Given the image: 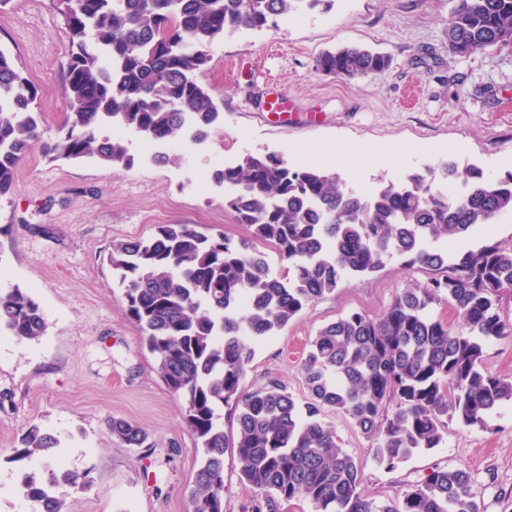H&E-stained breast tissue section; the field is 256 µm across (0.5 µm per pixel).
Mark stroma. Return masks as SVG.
<instances>
[{
  "label": "stroma",
  "mask_w": 512,
  "mask_h": 512,
  "mask_svg": "<svg viewBox=\"0 0 512 512\" xmlns=\"http://www.w3.org/2000/svg\"><path fill=\"white\" fill-rule=\"evenodd\" d=\"M449 9L448 0H332L274 29L214 44L198 79L224 121L203 145L165 146L167 164L154 163L132 134L134 163L126 169L92 159L53 162L38 148L26 156L12 193L0 199V289L29 292L47 332L36 343L0 340V512H30L16 477L39 462L17 459L16 450L35 427L59 435L65 468L89 477V487L68 498L71 512H190L201 453L184 424L182 397L163 383L125 312L108 255L114 243L150 237L160 224L249 241L213 170L274 152L296 168L339 172L362 192L443 159L490 177L512 170V47L450 55ZM342 44L386 54L391 66L353 79L317 70L318 55ZM0 50L35 88L43 140L55 139L67 117L70 50L59 0H10L0 9ZM275 92L301 117L316 115V124L280 123L266 110ZM490 242L512 245V213L447 250L460 255ZM429 276L393 256L373 275L347 277L257 347L243 387L273 379L305 400L300 364L318 330L350 312L379 317L400 291ZM114 418L139 425L148 436L143 447L113 437ZM322 419L355 457L369 500L401 499L434 468L461 467L472 475L481 512H512V404L484 429L449 422L441 447L392 469L375 461L370 442L336 410L325 409ZM256 496L227 449L224 512H245Z\"/></svg>",
  "instance_id": "stroma-1"
}]
</instances>
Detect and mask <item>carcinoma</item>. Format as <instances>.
Listing matches in <instances>:
<instances>
[{"label": "carcinoma", "mask_w": 512, "mask_h": 512, "mask_svg": "<svg viewBox=\"0 0 512 512\" xmlns=\"http://www.w3.org/2000/svg\"><path fill=\"white\" fill-rule=\"evenodd\" d=\"M332 0H61L71 51L65 71L67 119L43 145L53 160L93 158L130 167L120 134L152 146L179 138L201 145L221 112L197 74L209 48L242 31L278 26L286 16ZM448 51L466 58L512 38V0H450ZM391 58L339 45L317 69L354 78L382 73ZM36 93L12 56L0 50V198L20 162L40 140ZM212 180L231 189L226 206L255 243L271 244L288 264L275 273L263 253L190 224H161L147 239L112 245L109 262L122 302L157 360L167 388L185 402V425L202 449L191 512H224V453L235 449L241 478L259 490L245 512H279L307 498L316 512H479L472 479L442 468L405 493L375 505L360 491L361 471L321 413L334 407L371 442L374 459L393 468L438 448L444 423L484 427L512 403V378L482 368L486 346L512 336L502 303L512 297V246L485 244L453 258L435 246L512 213V171L488 177L473 164L442 161L369 192L341 175L299 169L276 154H247L217 168ZM461 193L448 196V183ZM431 271L427 285L397 294L377 319L353 312L323 326L302 362L308 398L299 403L276 380L246 391L241 382L255 346L277 335L311 302L348 275L380 271L388 256ZM444 293L462 316L454 327L431 313ZM47 322L19 287L0 289V335L38 341ZM236 416L233 441L224 408ZM119 441L141 447L146 433L112 419ZM62 439L35 427L17 457L53 460ZM88 475L46 465L21 474L18 490L31 512H65L58 489L77 494Z\"/></svg>", "instance_id": "cac0c4a2"}]
</instances>
